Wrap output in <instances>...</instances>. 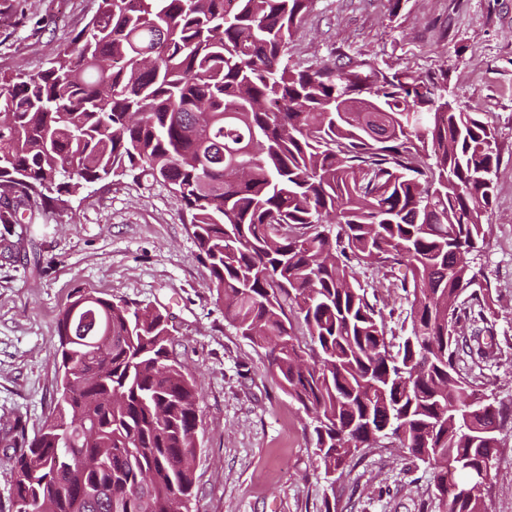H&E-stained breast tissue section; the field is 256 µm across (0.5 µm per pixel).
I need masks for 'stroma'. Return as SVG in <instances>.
<instances>
[{"label":"stroma","instance_id":"obj_1","mask_svg":"<svg viewBox=\"0 0 512 512\" xmlns=\"http://www.w3.org/2000/svg\"><path fill=\"white\" fill-rule=\"evenodd\" d=\"M97 0H0V72L34 73L89 22ZM312 66L339 54L423 76L446 70L449 99L494 129L500 164L476 260L495 337L462 354L464 376L512 408V0H312L293 49ZM0 249V449L34 436L56 396L57 320L75 289L150 306L201 391L190 512H442L430 469L391 439L326 478L313 427L262 349L224 320L192 230L169 190L133 175L80 188ZM485 512H512V422L500 427Z\"/></svg>","mask_w":512,"mask_h":512}]
</instances>
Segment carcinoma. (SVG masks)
<instances>
[{"mask_svg": "<svg viewBox=\"0 0 512 512\" xmlns=\"http://www.w3.org/2000/svg\"><path fill=\"white\" fill-rule=\"evenodd\" d=\"M310 4L98 0L44 69L0 72V244L78 185L135 172L167 187L224 321L312 419L324 474L394 438L430 465L445 512H484L483 492L448 482L491 470L485 429L509 420L462 376L454 336L467 311L485 323L492 309L488 289L462 283L477 278L495 133L448 102L444 71L291 63ZM365 265L409 301L404 335H388ZM57 332L56 405L4 459L15 512H171L190 499L201 392L167 318L79 288ZM76 413L84 433L59 441ZM100 448L109 460L87 466Z\"/></svg>", "mask_w": 512, "mask_h": 512, "instance_id": "obj_1", "label": "carcinoma"}]
</instances>
